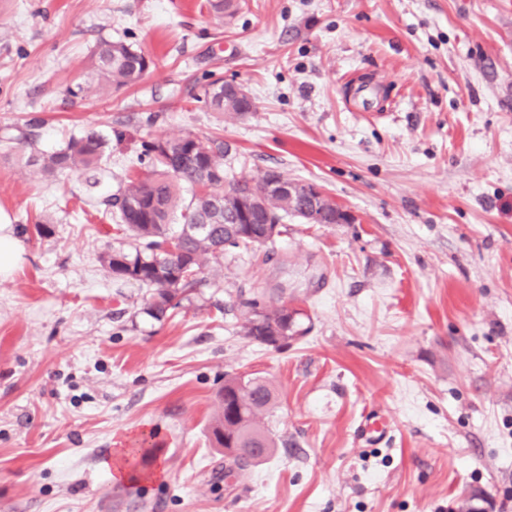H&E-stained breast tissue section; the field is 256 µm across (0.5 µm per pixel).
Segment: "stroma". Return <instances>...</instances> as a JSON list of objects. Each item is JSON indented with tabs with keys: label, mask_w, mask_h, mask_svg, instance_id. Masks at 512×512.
<instances>
[{
	"label": "stroma",
	"mask_w": 512,
	"mask_h": 512,
	"mask_svg": "<svg viewBox=\"0 0 512 512\" xmlns=\"http://www.w3.org/2000/svg\"><path fill=\"white\" fill-rule=\"evenodd\" d=\"M154 59L73 98L98 42ZM241 84L243 118L196 107ZM87 129L223 137L226 172L320 186L350 224L292 219L225 253L175 309L113 281L126 241L97 186L25 168ZM0 210L23 247L0 280V512H512V0H0ZM44 233H36V222ZM300 309L276 350L241 301ZM228 374L269 380L275 453L225 477L209 424ZM131 473L113 482L103 463ZM161 479H153L155 468Z\"/></svg>",
	"instance_id": "35a3bbf8"
}]
</instances>
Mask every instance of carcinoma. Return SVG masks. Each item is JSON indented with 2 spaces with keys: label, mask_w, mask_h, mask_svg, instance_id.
Segmentation results:
<instances>
[{
  "label": "carcinoma",
  "mask_w": 512,
  "mask_h": 512,
  "mask_svg": "<svg viewBox=\"0 0 512 512\" xmlns=\"http://www.w3.org/2000/svg\"><path fill=\"white\" fill-rule=\"evenodd\" d=\"M215 18L234 15L241 7L235 0H208ZM154 65L143 51L121 41H100L92 54L90 76L67 87L71 97L108 94L138 84ZM195 102L208 112L243 117L253 111L246 100L227 84L205 85ZM18 140L28 155L24 165L44 177L78 173L91 185L98 183L104 160L112 147L131 145L145 176L129 177L103 206L115 212L136 246L112 247L101 262L116 281H134L153 289L147 311L165 317L199 283L208 263L220 261L224 252L237 248L262 249L280 236L288 218L306 219L310 202L291 189L268 188L270 179L286 185L293 181L281 172L267 170L258 178L236 179L224 172L228 147L219 137L202 139L191 133L174 137L137 140L126 129L107 134L88 129L57 150L36 148L31 134L19 130ZM322 223H341V208L330 197L318 202ZM242 329L248 338L279 350L299 333L297 318L288 307L266 305L256 296L242 302ZM274 387L261 377L227 375L219 392L220 411L211 423V443L224 449L229 466L224 476L240 474L269 457L275 440L262 423L276 405Z\"/></svg>",
  "instance_id": "obj_1"
}]
</instances>
